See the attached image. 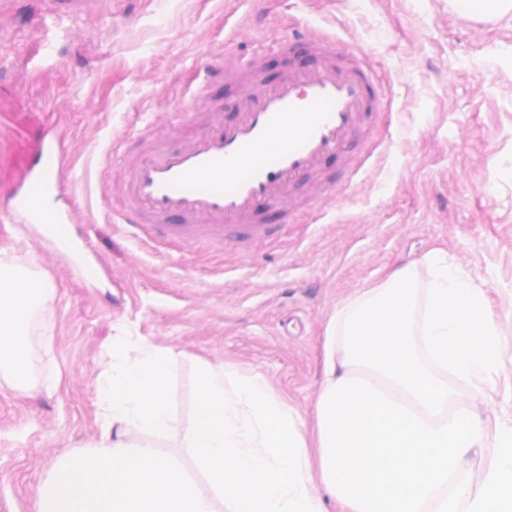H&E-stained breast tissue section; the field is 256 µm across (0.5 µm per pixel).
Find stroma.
I'll return each mask as SVG.
<instances>
[{"instance_id":"obj_1","label":"stroma","mask_w":512,"mask_h":512,"mask_svg":"<svg viewBox=\"0 0 512 512\" xmlns=\"http://www.w3.org/2000/svg\"><path fill=\"white\" fill-rule=\"evenodd\" d=\"M54 0H0V200L36 120L62 129L70 180L56 207L81 218L106 273L71 271L37 224L0 223V260L55 291L23 351L31 386L0 387V512H33L68 458L93 453L96 384L122 338L173 351V409L192 420L199 362L261 376L314 429L326 328L348 300L413 271L418 290L438 249L488 290L501 329L494 386L458 382L456 403L494 430L512 415V12L477 18L451 0H101L45 32ZM321 27L369 55L389 110L378 140L336 200L258 244L156 247L111 222L121 202L114 136L173 134L185 96L230 109L234 92L201 88L203 58L244 63L252 47ZM61 373L59 387L46 384ZM179 432L154 440L174 452Z\"/></svg>"}]
</instances>
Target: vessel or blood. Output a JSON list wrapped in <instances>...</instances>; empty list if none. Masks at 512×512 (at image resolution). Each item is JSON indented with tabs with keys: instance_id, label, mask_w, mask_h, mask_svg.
<instances>
[{
	"instance_id": "vessel-or-blood-1",
	"label": "vessel or blood",
	"mask_w": 512,
	"mask_h": 512,
	"mask_svg": "<svg viewBox=\"0 0 512 512\" xmlns=\"http://www.w3.org/2000/svg\"><path fill=\"white\" fill-rule=\"evenodd\" d=\"M283 66L270 72L268 62ZM206 79L223 77L233 110L206 112L183 99L177 146L161 136L133 152L134 137L116 140L133 153L122 174L115 216L153 243H250L273 238L283 225L339 188L328 170L354 165L350 147L371 133L386 106L364 51L341 49L336 36L308 30L257 47L239 67L202 65ZM64 143L34 127L18 156L17 176L0 205L7 224H71L75 214L53 207L68 179ZM73 269L102 270L85 246L65 238Z\"/></svg>"
}]
</instances>
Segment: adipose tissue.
Listing matches in <instances>:
<instances>
[{"instance_id": "adipose-tissue-1", "label": "adipose tissue", "mask_w": 512, "mask_h": 512, "mask_svg": "<svg viewBox=\"0 0 512 512\" xmlns=\"http://www.w3.org/2000/svg\"><path fill=\"white\" fill-rule=\"evenodd\" d=\"M52 298L41 279L27 270L0 263V377L15 391L27 387L19 356L31 320Z\"/></svg>"}]
</instances>
